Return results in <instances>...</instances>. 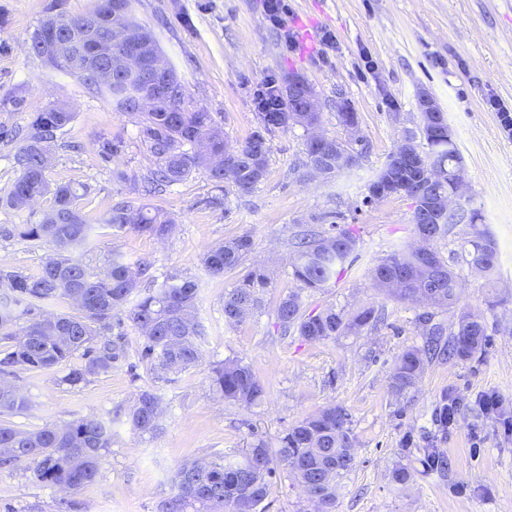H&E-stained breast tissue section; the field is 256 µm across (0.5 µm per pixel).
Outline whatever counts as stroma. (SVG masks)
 <instances>
[{
	"label": "stroma",
	"mask_w": 512,
	"mask_h": 512,
	"mask_svg": "<svg viewBox=\"0 0 512 512\" xmlns=\"http://www.w3.org/2000/svg\"><path fill=\"white\" fill-rule=\"evenodd\" d=\"M95 3L0 0V226L27 219L6 204L21 174L16 130L29 128L37 112L67 106L75 119L58 133L46 175L87 189L78 206L98 230L79 260L100 271L118 250L149 263L157 280L176 272L198 281L203 358L169 382L155 380L143 363L119 365L76 388L59 384L62 365L16 371L12 381L33 408L4 417V424L32 430L104 416L153 388L162 397V430L153 435L117 426L99 477L77 491L32 482L20 464L0 466V512H161L185 460L238 459L260 438L276 445L288 427L328 405L348 410L355 436V467L338 482L335 512H512V138L487 106L492 98L512 106V0H285L284 31L266 20L263 0H135L137 17L155 34L186 93L211 112L230 145L243 144L260 126L257 87L268 79L281 87L298 75L317 94L320 131L353 143L359 153L351 168L314 178L305 165L304 129H276L267 135L265 179L250 193L229 196L201 168L165 192L142 193L155 160L134 119L32 54L42 19L74 16ZM424 91L445 112L463 158L461 204L478 211L499 254L489 280L457 260L471 236L468 223L436 241L458 275L449 310L398 300L371 277L388 254L419 244L411 200L370 203L365 195L400 141L419 134ZM343 101L357 114L356 129L339 116ZM109 143L115 149L108 155ZM217 196L224 204H214ZM118 202L162 209L174 219V233L113 235L104 218ZM333 225L356 237L353 261L337 281L307 297V310L352 313L372 306L383 320L323 342L281 335L275 306L298 287L292 241L301 230ZM243 233L253 239L252 261L268 268L272 283L265 311L230 325L224 295L237 275H209L202 258L213 244ZM53 253L43 241L0 239V268L30 272ZM426 312L446 325L480 317L489 342L470 360L428 364L413 389L395 396L391 370L404 350L422 345L418 317ZM227 359L251 365L266 390L261 405H231L213 391L211 370ZM484 393L498 397L497 413L478 405ZM444 399L454 401L455 414L442 431L435 410ZM429 448L450 459L444 474L427 471ZM399 464L413 473L404 486L391 478ZM278 474L265 512H315L293 476L283 468Z\"/></svg>",
	"instance_id": "obj_1"
}]
</instances>
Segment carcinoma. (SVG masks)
Instances as JSON below:
<instances>
[{
	"label": "carcinoma",
	"instance_id": "obj_1",
	"mask_svg": "<svg viewBox=\"0 0 512 512\" xmlns=\"http://www.w3.org/2000/svg\"><path fill=\"white\" fill-rule=\"evenodd\" d=\"M112 27L129 29L151 45L154 33L140 23L133 12V0H106ZM53 36L75 42L73 55L59 70L83 79L80 72L82 33L65 24ZM120 56H112V84H86L101 94L112 110L135 117L155 158L156 169L147 192L183 181L203 167L212 179L224 184V196L251 192L267 172L270 147L266 134L288 125L309 130L319 122L317 112H299L302 79L281 92V110L260 113V128L238 147H230L224 132L215 125L211 113L198 107L186 94L172 67L158 72L153 59L144 58L136 79L119 71ZM172 78L167 96L158 99L153 111L136 112L138 92L149 82L158 84ZM74 113L50 107L36 113L30 129L23 134L19 163L21 175L7 196L16 210L31 206L37 198L50 197L52 219L41 217L25 224L0 226V238L18 236L29 241L52 244L54 254L35 272L0 269V414L23 415L30 400L8 380L18 370L48 371L82 352L84 362L59 378L63 385L78 387L107 373L130 359L135 349L139 361L150 365L154 378L170 381L198 365L205 331L194 315L198 282L172 276L158 288L143 291L142 285L155 281L151 266L131 262L117 251L106 261V270L95 273L74 253L92 244L95 227L86 223L76 206L77 190L69 184H51L46 176L47 154L58 131L68 126ZM426 148L408 136L410 157L390 155L383 168L367 185L369 202L390 196L388 190L400 183L412 201V221L422 242L417 248L387 256L373 269L376 286L400 300L426 299L433 306L449 307L457 298V275L441 258L432 243L444 238L456 215L434 209V203L453 190L446 173L462 164L453 138L448 136V120L443 112L420 113ZM306 165L322 174L339 171L336 140L310 136L306 145ZM440 171L445 177L428 181L425 171ZM479 214L470 213L473 236L464 261L487 274L497 269V248L486 231L477 228ZM105 225L117 232L133 230L150 236L171 234L175 224L161 209L134 207L119 202L108 210ZM304 233L292 242L293 279L301 288L282 296L275 308L276 326L283 333L293 331L308 342H321L380 321L375 308L352 314L327 307L318 313L304 311L303 292H317L345 269L356 247L348 230ZM253 240L247 233L225 239L203 256L205 268L214 276L238 271L234 288L224 295V321L241 323L262 309L263 294L269 285L265 270L247 263ZM62 300H71L73 313L52 311ZM24 325H19V322ZM131 322L138 333L131 344L123 330ZM426 341L421 348L404 351L394 363L390 388L398 396L413 388L425 366L438 356L467 360L483 351L486 324L471 317L447 329L431 318L421 317ZM213 389L224 400L244 407L261 403L265 387L250 365L228 359L212 371ZM161 395L142 390L128 408L116 409L106 417H88L63 425L46 424L33 430L0 425V463L24 462L31 478L45 485L77 491L98 477L104 457L112 447L113 424L126 423L142 433L160 430ZM352 421L345 408L329 405L297 422L278 439L279 459L290 470L304 492L318 501L321 512H333L336 505V478L350 472L355 463ZM275 467L266 443L258 439L241 461L205 464L182 463L173 476V495L163 504V512H260L270 493Z\"/></svg>",
	"mask_w": 512,
	"mask_h": 512
}]
</instances>
